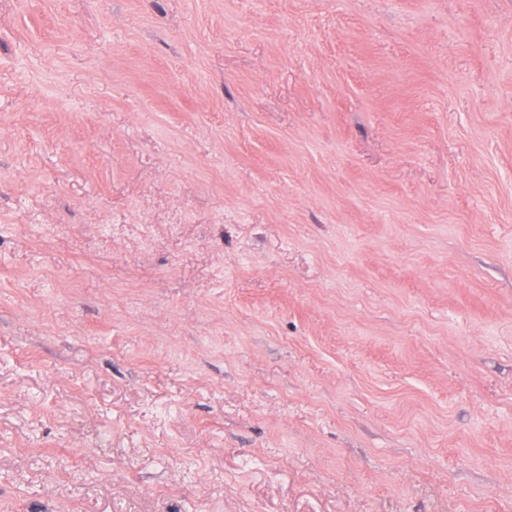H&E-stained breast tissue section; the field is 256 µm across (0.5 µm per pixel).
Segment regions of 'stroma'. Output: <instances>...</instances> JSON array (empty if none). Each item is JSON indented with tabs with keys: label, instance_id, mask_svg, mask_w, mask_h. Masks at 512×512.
<instances>
[{
	"label": "stroma",
	"instance_id": "stroma-1",
	"mask_svg": "<svg viewBox=\"0 0 512 512\" xmlns=\"http://www.w3.org/2000/svg\"><path fill=\"white\" fill-rule=\"evenodd\" d=\"M0 512H512V0H0Z\"/></svg>",
	"mask_w": 512,
	"mask_h": 512
}]
</instances>
